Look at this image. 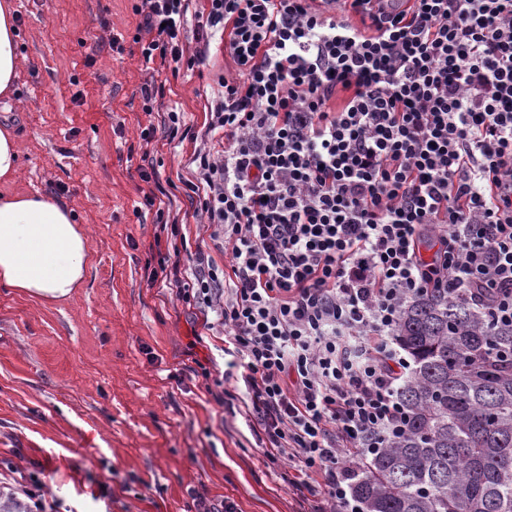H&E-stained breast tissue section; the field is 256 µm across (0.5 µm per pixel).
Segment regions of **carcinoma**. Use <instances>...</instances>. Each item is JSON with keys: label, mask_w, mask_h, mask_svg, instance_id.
Wrapping results in <instances>:
<instances>
[{"label": "carcinoma", "mask_w": 512, "mask_h": 512, "mask_svg": "<svg viewBox=\"0 0 512 512\" xmlns=\"http://www.w3.org/2000/svg\"><path fill=\"white\" fill-rule=\"evenodd\" d=\"M394 341L406 429L355 467L360 512H512V325L465 291L406 302Z\"/></svg>", "instance_id": "obj_1"}]
</instances>
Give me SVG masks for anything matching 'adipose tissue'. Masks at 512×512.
<instances>
[{"instance_id":"1","label":"adipose tissue","mask_w":512,"mask_h":512,"mask_svg":"<svg viewBox=\"0 0 512 512\" xmlns=\"http://www.w3.org/2000/svg\"><path fill=\"white\" fill-rule=\"evenodd\" d=\"M13 0H0V97L18 78ZM93 262L88 234L73 211L39 195H0V286L38 303L69 300Z\"/></svg>"}]
</instances>
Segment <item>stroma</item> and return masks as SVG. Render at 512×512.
<instances>
[{
    "instance_id": "stroma-1",
    "label": "stroma",
    "mask_w": 512,
    "mask_h": 512,
    "mask_svg": "<svg viewBox=\"0 0 512 512\" xmlns=\"http://www.w3.org/2000/svg\"><path fill=\"white\" fill-rule=\"evenodd\" d=\"M137 0H14L19 76L0 102L20 168L11 191L65 203L88 227L93 265L75 296L43 305L0 287V496L37 472L58 512H300L286 465L266 463L225 369L224 328L207 307L151 283L162 258L196 249L224 264L178 178L191 141H159L154 167L187 247L134 209L140 133L170 112L201 129L224 72L213 41L203 67L144 64ZM102 43L91 52L93 43ZM162 87L145 114L143 83Z\"/></svg>"
}]
</instances>
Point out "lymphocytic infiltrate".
<instances>
[{
	"mask_svg": "<svg viewBox=\"0 0 512 512\" xmlns=\"http://www.w3.org/2000/svg\"><path fill=\"white\" fill-rule=\"evenodd\" d=\"M140 0L145 63L234 64L186 196L228 258L160 262L224 327L225 377L306 512H356L351 462L389 447L403 305L464 289L512 323V0ZM207 0H190L189 1V11H188V26L186 27V32H184L183 44L185 47V56H189L197 46L196 39L197 33L194 26L195 13L202 11L203 8H207L208 3ZM192 20V21H191Z\"/></svg>",
	"mask_w": 512,
	"mask_h": 512,
	"instance_id": "f902f5d3",
	"label": "lymphocytic infiltrate"
}]
</instances>
